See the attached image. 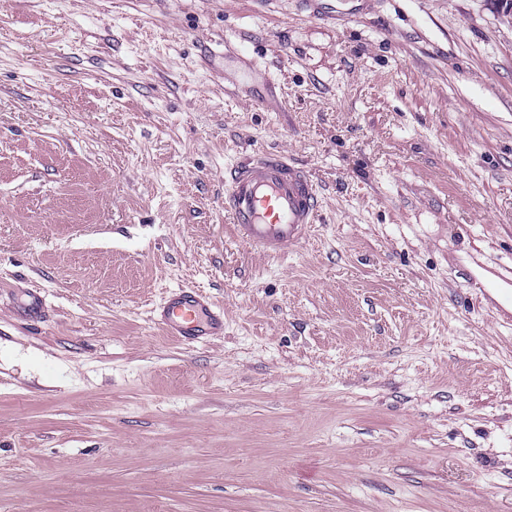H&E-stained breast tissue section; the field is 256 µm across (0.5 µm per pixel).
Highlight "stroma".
<instances>
[{
  "label": "stroma",
  "mask_w": 512,
  "mask_h": 512,
  "mask_svg": "<svg viewBox=\"0 0 512 512\" xmlns=\"http://www.w3.org/2000/svg\"><path fill=\"white\" fill-rule=\"evenodd\" d=\"M258 151L318 188L276 258L224 216ZM508 269L488 0H0V512H512ZM155 322L168 336L191 341L199 336L224 333V310L199 290L179 288L169 292L155 310ZM24 300L19 301L17 313L32 324H38L46 318L45 299L40 292L31 290L27 292Z\"/></svg>",
  "instance_id": "obj_1"
}]
</instances>
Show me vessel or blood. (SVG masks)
<instances>
[{
  "label": "vessel or blood",
  "mask_w": 512,
  "mask_h": 512,
  "mask_svg": "<svg viewBox=\"0 0 512 512\" xmlns=\"http://www.w3.org/2000/svg\"><path fill=\"white\" fill-rule=\"evenodd\" d=\"M224 213L247 244L279 255L307 239L318 220L316 186L287 156L259 153L233 166L224 192ZM18 313L30 323L46 317L45 299L27 292ZM165 334L187 342L224 333V312L199 290L169 292L155 311Z\"/></svg>",
  "instance_id": "1"
}]
</instances>
